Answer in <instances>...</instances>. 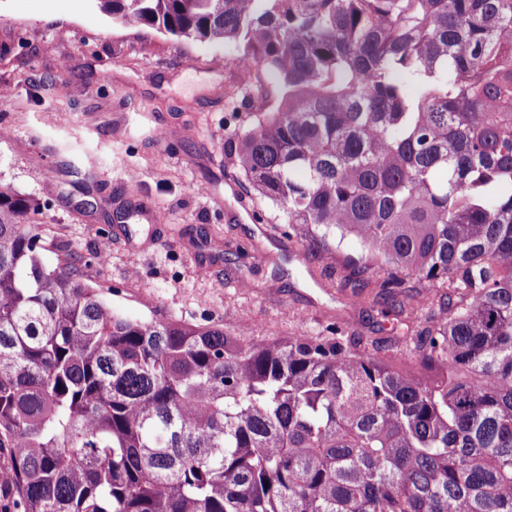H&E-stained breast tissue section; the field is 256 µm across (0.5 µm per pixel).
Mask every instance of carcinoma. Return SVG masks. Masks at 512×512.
<instances>
[{
	"label": "carcinoma",
	"instance_id": "carcinoma-1",
	"mask_svg": "<svg viewBox=\"0 0 512 512\" xmlns=\"http://www.w3.org/2000/svg\"><path fill=\"white\" fill-rule=\"evenodd\" d=\"M231 43L281 103L224 142L288 238L437 312L428 386L328 335L112 310L0 181V512H512V0H95Z\"/></svg>",
	"mask_w": 512,
	"mask_h": 512
}]
</instances>
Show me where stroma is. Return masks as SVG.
<instances>
[{"mask_svg": "<svg viewBox=\"0 0 512 512\" xmlns=\"http://www.w3.org/2000/svg\"><path fill=\"white\" fill-rule=\"evenodd\" d=\"M249 63L226 44H180L154 29L112 27L90 0H0V181L40 205L42 258L68 256L130 318L221 325L246 338L345 335L429 383L396 319L363 299L351 236L304 242L278 206L251 194L224 142L280 94L238 85ZM106 264L92 262L94 254Z\"/></svg>", "mask_w": 512, "mask_h": 512, "instance_id": "obj_1", "label": "stroma"}]
</instances>
